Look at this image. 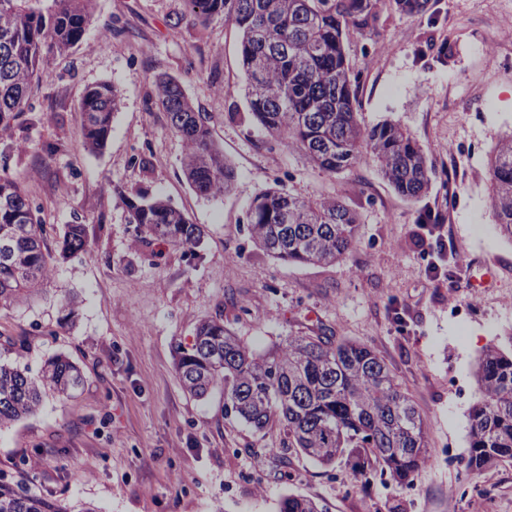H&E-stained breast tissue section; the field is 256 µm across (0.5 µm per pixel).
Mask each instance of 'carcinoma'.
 Instances as JSON below:
<instances>
[{"mask_svg":"<svg viewBox=\"0 0 512 512\" xmlns=\"http://www.w3.org/2000/svg\"><path fill=\"white\" fill-rule=\"evenodd\" d=\"M92 0H0V137L29 106L32 84L52 61L85 40ZM207 21L222 16L242 33L246 102L256 126L311 164L330 173L352 170L366 155L398 195L416 201L439 178L430 151L400 124L373 126L360 118L358 79L347 62L349 31L376 33L386 0H186ZM411 15H425L432 0H395ZM156 98L184 144L186 179L201 197L229 192L232 163L211 137L212 116L196 108L174 77L160 75ZM118 93L109 82L86 88L81 112L83 145L102 150L112 129ZM495 223L512 238V134L493 149L488 168ZM130 223L149 235L194 252L203 231L162 198L129 200ZM246 220L255 244L287 264H333L358 243L359 216L336 197L305 199L269 188L250 202ZM39 208L7 173H0V310L43 292L57 267L88 250L85 226H66L59 256L44 242ZM177 373L195 398L224 388V412L260 433L283 427L284 447L268 448L276 466L300 452L320 466L346 456L364 481L412 484L429 458L423 422L386 363L362 343L326 333L290 336L257 355L224 324L223 311L201 321L188 348H178ZM478 400L469 411L465 470L512 464V349L487 347L475 371ZM84 384L69 357H49L33 373L19 361L0 359V428L32 416L44 398H69ZM0 512H73L62 502L31 492L16 478L0 476ZM279 512H322L296 493L284 495Z\"/></svg>","mask_w":512,"mask_h":512,"instance_id":"obj_1","label":"carcinoma"}]
</instances>
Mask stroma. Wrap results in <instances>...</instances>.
<instances>
[{
  "label": "stroma",
  "instance_id": "35a3bbf8",
  "mask_svg": "<svg viewBox=\"0 0 512 512\" xmlns=\"http://www.w3.org/2000/svg\"><path fill=\"white\" fill-rule=\"evenodd\" d=\"M92 12L87 42L42 74L30 108L0 138L7 173L42 209L49 249L78 221L90 244L58 264L40 298L0 311V352L19 353L34 372L66 354L85 383L76 398L46 399L0 430V473L97 512H278L291 491L323 512H512L508 464L474 474L475 492L458 496L448 493L457 469L436 458L410 489L377 480L360 489L349 463L327 469L296 453L288 469L276 467L265 451L282 447L281 426L250 431L226 416L222 388L194 399L175 367L177 347L219 311L259 352L322 328L384 360L417 406L430 448L451 444L466 455L477 359L512 329V239L494 222L487 174L490 152L512 133V69L482 50L489 38L512 53V0H434L423 16L388 0L375 35L347 37L364 123H400L444 171L417 204L371 159L330 174L260 134L246 105L240 36L224 18L200 23L185 0H92ZM105 24L113 34L101 43ZM445 41L453 52L437 59ZM161 74L211 114L212 138L237 173L230 193L204 198L188 185L183 143L156 104ZM101 81L119 89L121 104L105 149L93 154L79 107ZM271 187L342 199L361 216L357 249L332 265L273 259L246 223L251 199ZM158 195L203 228L195 254L130 223L126 199ZM427 207L442 209L441 225L421 223ZM436 260L442 271L429 274ZM65 293L79 302L71 325L62 322ZM452 303L468 317L449 315Z\"/></svg>",
  "mask_w": 512,
  "mask_h": 512
}]
</instances>
